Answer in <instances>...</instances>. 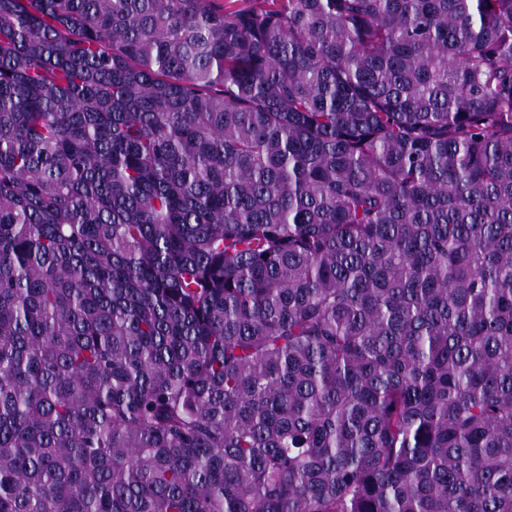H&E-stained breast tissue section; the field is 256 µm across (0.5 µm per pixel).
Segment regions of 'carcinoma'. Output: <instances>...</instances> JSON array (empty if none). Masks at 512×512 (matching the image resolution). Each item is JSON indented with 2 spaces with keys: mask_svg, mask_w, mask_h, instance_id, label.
Masks as SVG:
<instances>
[{
  "mask_svg": "<svg viewBox=\"0 0 512 512\" xmlns=\"http://www.w3.org/2000/svg\"><path fill=\"white\" fill-rule=\"evenodd\" d=\"M0 512H512V0H0Z\"/></svg>",
  "mask_w": 512,
  "mask_h": 512,
  "instance_id": "1",
  "label": "carcinoma"
}]
</instances>
